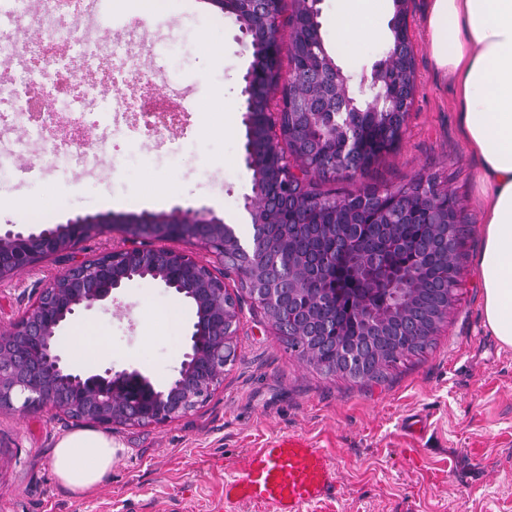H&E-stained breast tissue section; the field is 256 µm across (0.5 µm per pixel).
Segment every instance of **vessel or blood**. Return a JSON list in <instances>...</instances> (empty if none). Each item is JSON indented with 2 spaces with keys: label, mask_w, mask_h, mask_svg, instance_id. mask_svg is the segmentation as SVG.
<instances>
[{
  "label": "vessel or blood",
  "mask_w": 512,
  "mask_h": 512,
  "mask_svg": "<svg viewBox=\"0 0 512 512\" xmlns=\"http://www.w3.org/2000/svg\"><path fill=\"white\" fill-rule=\"evenodd\" d=\"M335 494L326 455L298 437L253 449L242 471L224 484L225 503L248 501L273 512H309L313 503Z\"/></svg>",
  "instance_id": "obj_1"
}]
</instances>
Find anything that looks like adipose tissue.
<instances>
[{
    "instance_id": "1",
    "label": "adipose tissue",
    "mask_w": 512,
    "mask_h": 512,
    "mask_svg": "<svg viewBox=\"0 0 512 512\" xmlns=\"http://www.w3.org/2000/svg\"><path fill=\"white\" fill-rule=\"evenodd\" d=\"M336 30L349 49L380 36L389 0H343ZM426 50L451 87L466 150L478 160L477 271L486 324L512 347V0H426ZM120 445L80 430L52 450L56 480L83 498L111 474Z\"/></svg>"
}]
</instances>
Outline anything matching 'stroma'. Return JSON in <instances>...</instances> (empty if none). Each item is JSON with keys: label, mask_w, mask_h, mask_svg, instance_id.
Here are the masks:
<instances>
[{"label": "stroma", "mask_w": 512, "mask_h": 512, "mask_svg": "<svg viewBox=\"0 0 512 512\" xmlns=\"http://www.w3.org/2000/svg\"><path fill=\"white\" fill-rule=\"evenodd\" d=\"M341 0H321V36L344 74L370 71L392 38L353 51L336 46L333 21ZM425 0H408L416 93L396 150L360 179H313L316 191L344 195L359 188H395L429 174L456 196L465 224L455 256L459 284L433 344L389 368L379 382L325 374L289 350L263 312L243 299L234 362L203 406L162 426L112 427L124 453L94 494L78 499L52 473L51 450L79 430L51 411L0 410V512H269L250 502H224V480L244 468L251 449L282 436H302L321 449L335 470L337 494L315 512H512V347L485 324L476 259L482 247L477 222L475 170L456 121L453 94L424 50ZM80 23L103 43L123 38L132 24L122 5L106 9L82 0ZM148 37L165 54L161 80L188 88L192 112L162 151L145 140L113 133L93 172L40 171L44 142L11 128L22 152L0 172V231H39L77 215L129 217L208 208L242 241L253 228L244 208L253 177L243 161L240 113L224 114L221 101L241 104L243 76L253 56L231 14L221 19L186 0H157ZM223 47L222 59L209 52ZM232 133H225V126ZM171 193L149 202L150 189ZM68 261L50 259L0 284V333L9 331L36 288L63 273ZM176 311L181 327L162 323ZM157 321L146 324L147 316ZM192 310L160 285L134 282L111 303L85 312L64 331L95 327L104 353L92 361L61 350L70 365L97 370L135 368L156 384L180 367Z\"/></svg>", "instance_id": "35a3bbf8"}]
</instances>
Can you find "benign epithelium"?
<instances>
[{"label": "benign epithelium", "instance_id": "1", "mask_svg": "<svg viewBox=\"0 0 512 512\" xmlns=\"http://www.w3.org/2000/svg\"><path fill=\"white\" fill-rule=\"evenodd\" d=\"M233 13L253 12L259 25L243 34L263 48L243 80L249 87L267 83L279 70L283 53L273 36L281 16L278 0H214ZM279 113L265 112L262 125L254 115L243 113L250 134L260 127L269 141L280 138ZM322 145L341 153H353L359 143L352 128L336 135V125L322 129ZM277 178L244 197V208L253 224L251 240L244 244L229 225L213 211L174 208L168 214L143 213L117 219L109 215H77L65 224L38 232L8 230L0 234V282L47 258L68 254L88 238L112 231L120 225L126 244L104 250L69 266L35 293L33 302L0 335V408L22 411L48 408L59 417L87 424L158 426L184 416L205 403L224 382V367L235 356L241 322L237 296L224 284V276L191 255L166 246L174 240L196 242L219 260L229 254L243 255L247 263L235 267L237 277L252 303L260 308L274 328H279L278 310L297 302L306 293L323 295L336 289L326 287L336 267V257L323 255L319 266L307 258L288 259V279L272 267L270 257L288 250L284 214L273 208L281 195L280 180L299 172L301 159L274 149ZM363 293L375 294L385 284L399 285L410 296L406 279L382 256L362 266ZM138 279L157 282L175 290L191 305L192 323L187 328L186 351L177 374L163 387L155 386L137 369L116 371L107 367L99 373L68 366L55 345L63 328L84 312L112 300V294ZM315 314L304 310L296 324L297 336H316Z\"/></svg>", "mask_w": 512, "mask_h": 512}]
</instances>
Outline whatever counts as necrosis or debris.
I'll return each instance as SVG.
<instances>
[{
  "instance_id": "necrosis-or-debris-1",
  "label": "necrosis or debris",
  "mask_w": 512,
  "mask_h": 512,
  "mask_svg": "<svg viewBox=\"0 0 512 512\" xmlns=\"http://www.w3.org/2000/svg\"><path fill=\"white\" fill-rule=\"evenodd\" d=\"M46 45L53 54L45 57L41 69L23 67L7 82H0V116L12 125L35 133H45L47 119L64 114L72 122L66 143L47 138L40 166L47 171L65 166H85L103 152L104 140H88L87 130L100 125L113 130L131 129L137 138L154 146H164L159 125H176L180 113L163 107L157 93L154 72L144 70L143 55L151 47L143 37H133L101 46L75 24L63 21L58 12H50L45 22ZM81 60L93 79L82 93H74L63 75L74 60ZM118 82L132 84L137 95L131 100L103 99L100 89Z\"/></svg>"
}]
</instances>
